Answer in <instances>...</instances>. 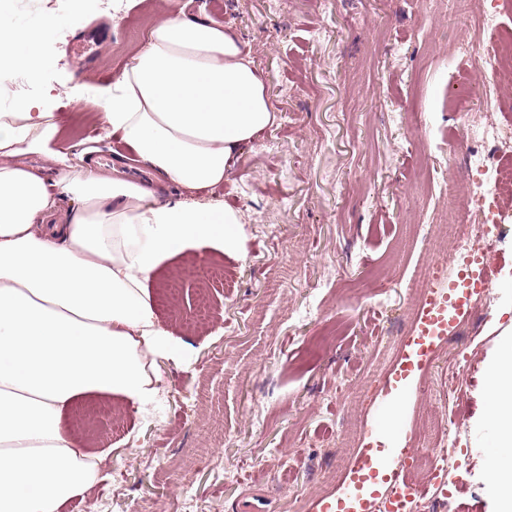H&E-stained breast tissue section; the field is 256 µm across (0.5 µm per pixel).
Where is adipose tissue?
<instances>
[{"label": "adipose tissue", "mask_w": 512, "mask_h": 512, "mask_svg": "<svg viewBox=\"0 0 512 512\" xmlns=\"http://www.w3.org/2000/svg\"><path fill=\"white\" fill-rule=\"evenodd\" d=\"M61 19L21 26L0 7V84L37 81L42 40ZM145 170L192 195L223 183L243 148L274 126L251 46L231 27L165 6L97 115ZM47 104L0 113V512H60L98 481L99 453L74 447L62 420L84 399L151 405L156 360L178 342L148 284L199 244L242 249L244 216L156 193L112 174L76 171L55 149ZM45 159L35 168L27 157ZM497 445L512 447V346L491 368Z\"/></svg>", "instance_id": "ef3b65f1"}]
</instances>
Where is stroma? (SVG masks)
I'll list each match as a JSON object with an SVG mask.
<instances>
[{
	"mask_svg": "<svg viewBox=\"0 0 512 512\" xmlns=\"http://www.w3.org/2000/svg\"><path fill=\"white\" fill-rule=\"evenodd\" d=\"M33 23L65 24L43 46L26 98L53 96L60 146L76 169L137 175L134 155L99 136L97 97L137 46L102 0H9ZM189 13L235 28L253 50L279 116L200 202L244 215L243 252L199 247L149 284L156 320L179 339L162 358L150 411L117 399L73 408L64 425L102 453L100 480L62 512H317L338 499L364 448L415 444L423 416L452 417L449 469L435 512H497L484 450L490 368L512 344V202L508 233L483 256L487 300L463 334L438 342L411 375L418 284L465 269L458 222L467 152L450 93L482 77L495 33L471 23L472 0H191ZM82 55L68 53L73 39ZM68 95H59L60 87ZM224 269L223 283L202 277ZM387 431L375 440L367 432Z\"/></svg>",
	"mask_w": 512,
	"mask_h": 512,
	"instance_id": "1",
	"label": "stroma"
}]
</instances>
